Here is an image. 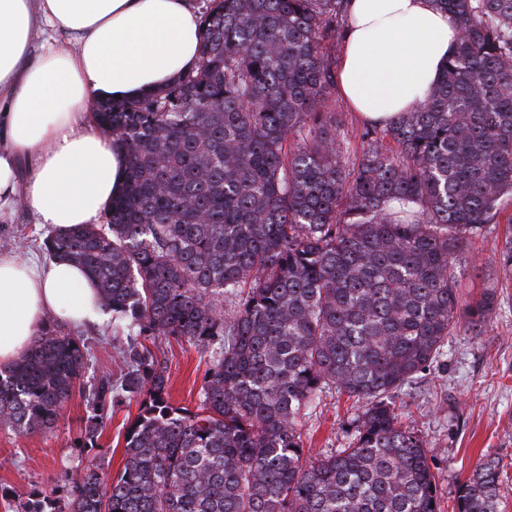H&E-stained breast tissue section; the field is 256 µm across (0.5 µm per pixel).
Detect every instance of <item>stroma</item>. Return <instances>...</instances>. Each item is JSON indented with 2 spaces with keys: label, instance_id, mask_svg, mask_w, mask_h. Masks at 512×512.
<instances>
[{
  "label": "stroma",
  "instance_id": "stroma-1",
  "mask_svg": "<svg viewBox=\"0 0 512 512\" xmlns=\"http://www.w3.org/2000/svg\"><path fill=\"white\" fill-rule=\"evenodd\" d=\"M505 224L487 225L473 241V253L457 264L462 301L496 296L495 308L482 335L460 330L450 336L444 354L430 371L396 394L394 404L402 423L424 436L442 488L441 512H457L455 489L478 461L499 460L502 473L500 512H512V270L500 262L499 246ZM46 229L24 207H16L8 222L0 221V252L34 255L42 250ZM60 331L80 338L89 357L84 380L94 383L104 374L119 375V352L126 335L110 321L91 328L60 324ZM145 346L167 361L169 393L174 403L194 406L207 368V356L192 344L149 336ZM138 410L136 402L109 409L100 429L99 446L92 452L76 442L92 410L81 397L64 407L50 431L27 436L0 426V490L25 493L59 484L65 469L94 464L110 474L124 465V429ZM360 405L335 390L300 420L309 458L347 447Z\"/></svg>",
  "mask_w": 512,
  "mask_h": 512
}]
</instances>
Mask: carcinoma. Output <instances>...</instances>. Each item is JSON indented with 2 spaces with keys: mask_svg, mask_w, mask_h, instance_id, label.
I'll return each mask as SVG.
<instances>
[{
  "mask_svg": "<svg viewBox=\"0 0 512 512\" xmlns=\"http://www.w3.org/2000/svg\"><path fill=\"white\" fill-rule=\"evenodd\" d=\"M461 37L426 99L361 133L345 171L330 107L344 0H210L197 64L134 101L97 104L125 152L106 223L46 238L95 282L129 336L209 354L197 404L172 403L161 361L85 391L97 447L108 408L136 399L125 463L88 465L13 512H440L428 446L393 397L495 296L462 304L456 260L512 199V0H434ZM88 348L49 322L0 369V425L54 428ZM327 387L361 403L348 447L307 459L297 419ZM499 462L456 488L498 512Z\"/></svg>",
  "mask_w": 512,
  "mask_h": 512,
  "instance_id": "obj_1",
  "label": "carcinoma"
}]
</instances>
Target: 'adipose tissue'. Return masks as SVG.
Instances as JSON below:
<instances>
[{"label": "adipose tissue", "instance_id": "adipose-tissue-1", "mask_svg": "<svg viewBox=\"0 0 512 512\" xmlns=\"http://www.w3.org/2000/svg\"><path fill=\"white\" fill-rule=\"evenodd\" d=\"M338 92L366 123L423 101L460 32L434 0H349ZM72 36V49L44 31ZM192 0H0V217L24 205L56 232L95 222L125 158L100 132L94 106L164 88L198 57ZM102 320L94 284L60 258L0 254V367L24 354L48 316Z\"/></svg>", "mask_w": 512, "mask_h": 512}]
</instances>
